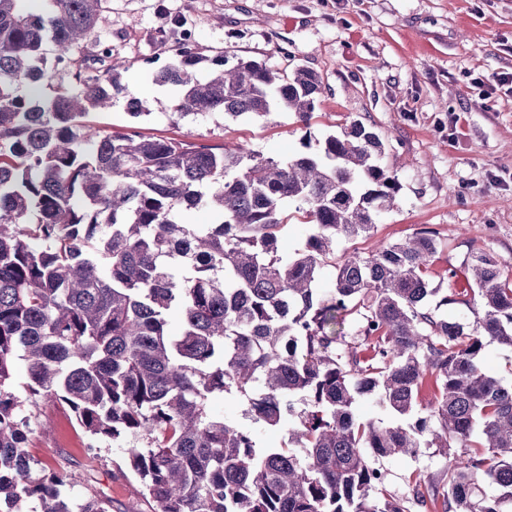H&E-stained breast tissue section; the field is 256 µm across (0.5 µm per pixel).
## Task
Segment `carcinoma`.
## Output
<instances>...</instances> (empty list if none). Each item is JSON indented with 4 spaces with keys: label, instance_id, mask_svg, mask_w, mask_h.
Listing matches in <instances>:
<instances>
[{
    "label": "carcinoma",
    "instance_id": "1",
    "mask_svg": "<svg viewBox=\"0 0 512 512\" xmlns=\"http://www.w3.org/2000/svg\"><path fill=\"white\" fill-rule=\"evenodd\" d=\"M30 2L0 0V512H111L98 490L70 501L72 475L28 455L43 400L74 412L90 451L124 448L154 512H512V381L484 366L490 344L512 348V274L493 253L437 273L441 296L442 241L423 229L344 255L320 288L334 246L370 233L401 190L374 132L355 121L286 159L135 126L93 132L84 118L119 96L144 116L112 51L86 54L106 0ZM202 61L180 44L155 76L178 92L172 115L282 108L308 126L324 92L304 66L226 68L217 55L202 74ZM290 202L312 226L291 257L277 249ZM198 208L220 223H185ZM436 296L474 321L436 316ZM18 361L24 396L9 384ZM428 382L435 401L412 425L356 414L374 397L409 416ZM216 391L244 397L255 424L288 421V442L261 448L254 429L212 415ZM433 447L456 454L440 478L386 492L375 461Z\"/></svg>",
    "mask_w": 512,
    "mask_h": 512
}]
</instances>
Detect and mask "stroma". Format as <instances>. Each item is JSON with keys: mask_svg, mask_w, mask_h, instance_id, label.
Returning <instances> with one entry per match:
<instances>
[{"mask_svg": "<svg viewBox=\"0 0 512 512\" xmlns=\"http://www.w3.org/2000/svg\"><path fill=\"white\" fill-rule=\"evenodd\" d=\"M89 40L111 44L125 61L121 80L145 112L131 118L120 97L88 115L93 128L135 124L148 135L287 158L362 121L384 143L380 163L397 168L401 190L371 235L347 251L364 255L430 227L443 242L433 270L460 266L479 249L512 269V87L494 80L512 73V0H107ZM180 42L207 57L223 52L229 66L243 58L313 70L324 92L310 124L285 110L172 117L175 95L153 77ZM36 414L28 453L72 473V498L100 489L112 512H151L122 449L90 459L89 437L68 406L42 402ZM450 462L424 448L379 466L387 491L401 497Z\"/></svg>", "mask_w": 512, "mask_h": 512, "instance_id": "obj_1", "label": "stroma"}]
</instances>
